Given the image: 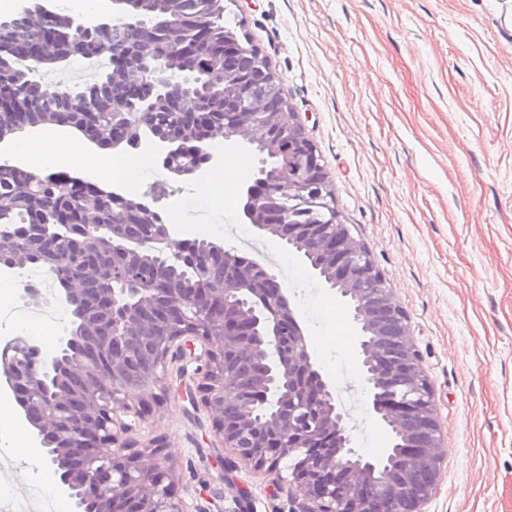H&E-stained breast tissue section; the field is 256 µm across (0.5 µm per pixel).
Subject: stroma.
I'll return each mask as SVG.
<instances>
[{"label":"stroma","mask_w":512,"mask_h":512,"mask_svg":"<svg viewBox=\"0 0 512 512\" xmlns=\"http://www.w3.org/2000/svg\"><path fill=\"white\" fill-rule=\"evenodd\" d=\"M250 43L271 65L328 173L334 206L371 252L409 320L433 387L444 435L436 495L425 512H512V36L501 0H232ZM73 130L43 125L11 136L26 143L39 173L48 152L65 151ZM230 182L212 204L203 176H175L154 164L123 186L148 196L184 241L235 249L244 223L239 192L259 158L225 146ZM290 277L284 287L323 378L342 406H356L353 448L381 455L392 437L364 388L357 330L348 306L303 258L265 238ZM61 323L24 324L21 339L53 354L73 316L60 298L36 299ZM162 442L187 512H234L248 493L253 512H288V495L269 476L229 456L209 414L172 378L166 401L133 435ZM10 486L57 491L35 429L8 441Z\"/></svg>","instance_id":"1"}]
</instances>
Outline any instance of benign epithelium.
Masks as SVG:
<instances>
[{"label": "benign epithelium", "instance_id": "7a95c632", "mask_svg": "<svg viewBox=\"0 0 512 512\" xmlns=\"http://www.w3.org/2000/svg\"><path fill=\"white\" fill-rule=\"evenodd\" d=\"M121 15L113 19L78 21L79 32L93 34L119 21H128L127 0H114ZM16 18L0 24V55L14 48ZM195 35L162 52H141L122 71L120 80L148 93L118 99L112 105V126L121 138L116 148H151L162 167L180 174L174 159L192 150L193 172L216 166L221 156L212 145L215 129L224 141L261 144L269 155L283 159L272 170L261 169L255 183L241 191L246 223L263 235L296 245L315 274L346 299L358 327L359 359L372 410L395 435L393 448L366 459L351 447L344 413L335 391L325 381L308 348L304 331L288 296L275 276L259 262L205 241L195 248L173 238L170 224H153L145 238L129 236L127 225L106 228L86 225L87 242L112 250V268L89 308L106 314L101 325L86 319L79 331L89 330L93 347L112 353V366L132 371L133 360L123 356L132 341L151 326L142 318L154 310L167 323L165 333L151 337V371L136 382L112 372L108 385L95 382L84 391V404L74 406L60 387L62 371L81 367L70 356L77 340L72 333L60 339L58 351L43 354L34 342L13 339L0 347V378L9 388L20 387L27 403L41 404L40 419L27 422L40 437L58 436L55 448L70 467L56 471L60 492L78 509L92 512H186L177 494L169 457L156 441L142 447L130 439L169 390L168 366L190 358L199 362L185 394L194 406L211 416L212 429L235 459H224V471L241 461L272 477L273 486L288 489L289 512H423L434 496L443 462V434L434 392L410 332L407 314L395 299L386 277L370 252L351 234L331 205L328 174L298 113L288 105L278 112L265 107L264 93L276 90V77L266 60L255 55L250 67L226 72L217 58L245 51L239 33L224 29V41L194 25ZM196 57L199 69L216 77L224 99V118L207 135L193 141L162 139L152 134V116L178 100L199 121L208 119L213 94L210 84L184 78L182 61ZM26 226L0 235V269L19 268L30 254L24 247ZM224 250L222 281L205 277L211 254ZM159 258L150 281L139 275L142 256ZM192 270L201 288L184 295L166 275V266ZM65 284L62 299L72 306L82 291L74 269L55 272ZM258 368V389L242 383L241 370ZM272 402L259 412V403ZM131 416L134 421L127 422ZM289 460L287 475L281 462Z\"/></svg>", "mask_w": 512, "mask_h": 512}]
</instances>
